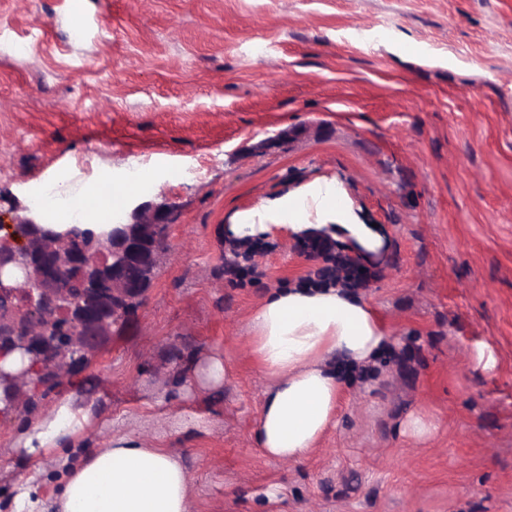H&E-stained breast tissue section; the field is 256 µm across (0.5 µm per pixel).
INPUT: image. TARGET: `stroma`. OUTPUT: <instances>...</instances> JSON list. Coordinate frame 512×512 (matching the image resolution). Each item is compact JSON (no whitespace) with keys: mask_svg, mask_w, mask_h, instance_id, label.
Listing matches in <instances>:
<instances>
[{"mask_svg":"<svg viewBox=\"0 0 512 512\" xmlns=\"http://www.w3.org/2000/svg\"><path fill=\"white\" fill-rule=\"evenodd\" d=\"M135 161L178 214L170 256L69 384L0 425V512L28 477L16 434L68 397L103 437L170 448L192 512H512V0H0V226L48 187L107 181L126 209ZM322 177L386 230L359 292L390 341L284 464L254 438L250 316L271 290L344 281L287 230L247 256L224 227ZM216 353L231 379L183 391ZM421 409L423 442L404 432Z\"/></svg>","mask_w":512,"mask_h":512,"instance_id":"obj_1","label":"stroma"}]
</instances>
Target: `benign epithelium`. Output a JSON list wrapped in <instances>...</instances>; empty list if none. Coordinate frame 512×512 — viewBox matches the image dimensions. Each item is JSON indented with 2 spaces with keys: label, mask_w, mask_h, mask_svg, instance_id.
I'll use <instances>...</instances> for the list:
<instances>
[{
  "label": "benign epithelium",
  "mask_w": 512,
  "mask_h": 512,
  "mask_svg": "<svg viewBox=\"0 0 512 512\" xmlns=\"http://www.w3.org/2000/svg\"><path fill=\"white\" fill-rule=\"evenodd\" d=\"M173 210L151 200L135 201L99 250H73L68 266L82 268L112 257V287L80 296L62 291V260L49 250L28 245L30 236L13 234L0 240V361L16 354L25 362L18 372L0 365V390L20 381L36 390L47 385L46 368L74 373L105 346L110 326L123 323L143 304L147 290L129 276L132 268L154 267L167 254ZM63 321L65 343L43 345L38 332L47 320Z\"/></svg>",
  "instance_id": "obj_1"
}]
</instances>
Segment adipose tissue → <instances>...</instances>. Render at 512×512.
<instances>
[{
    "label": "adipose tissue",
    "mask_w": 512,
    "mask_h": 512,
    "mask_svg": "<svg viewBox=\"0 0 512 512\" xmlns=\"http://www.w3.org/2000/svg\"><path fill=\"white\" fill-rule=\"evenodd\" d=\"M301 236L328 234L346 246L375 252L380 228L363 223L335 180L301 185L241 214L226 231L260 239L281 228ZM250 355L272 386L259 410L255 438L264 457L293 462L333 424L341 383L325 364L338 356L353 367L386 342V329L362 298L324 286H294L266 296L250 318ZM92 405L64 401L20 433L26 458L57 456L50 488L29 478L13 498V512H190L189 473L165 448L126 434L90 448Z\"/></svg>",
    "instance_id": "adipose-tissue-1"
}]
</instances>
